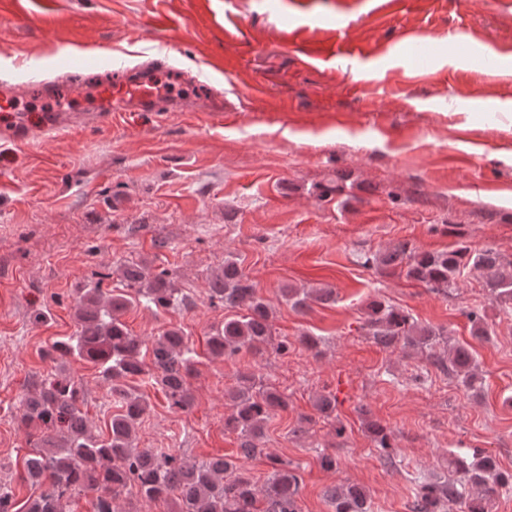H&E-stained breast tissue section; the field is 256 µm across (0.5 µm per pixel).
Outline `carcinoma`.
<instances>
[{
	"instance_id": "obj_1",
	"label": "carcinoma",
	"mask_w": 512,
	"mask_h": 512,
	"mask_svg": "<svg viewBox=\"0 0 512 512\" xmlns=\"http://www.w3.org/2000/svg\"><path fill=\"white\" fill-rule=\"evenodd\" d=\"M364 264L398 269L410 281L444 291L456 287L461 273L470 269L481 274L492 299L512 300V258L492 246L476 249L459 241L446 251L432 253L400 242L365 258ZM116 275L122 287L109 293L98 286L80 289L74 306L76 335L52 343L42 356L58 366L75 355L99 366L111 383L119 411L112 415L106 433L94 435L87 428L76 381L57 372L33 383L21 413L36 437L24 458V473L40 493L27 501L26 512H70L68 500L86 492L95 495L93 512H112V501L129 491L149 500L175 495L180 512H298V477L278 457H268L271 478L260 489L226 457L196 464L170 450L132 448V432L146 404L128 381L145 377L155 382L168 406L184 411L190 406L187 378L194 350L180 330L168 329L152 345L150 360H145L142 341L130 333L122 314L142 302L157 309L175 308L185 304L186 296L168 272H154L140 262L120 265ZM210 291L211 300L241 309L243 314L225 320L209 337V354L231 357L244 349H259L271 334L270 309L236 261L224 260ZM284 295L295 309L334 298L326 288L312 292L286 288ZM367 326L374 343L382 348L430 349L444 335V330L421 326L410 314L382 302L370 307ZM434 364L455 374L465 387L477 388V364L468 347L457 345L448 358L435 357ZM228 399L232 410L224 418V428L239 436V455L253 458L260 452L265 424L277 411L288 408V400L277 389L257 384L251 372L239 373ZM450 464L464 471L465 480L420 485L413 512H445L448 504L459 505L461 512H489L496 488L512 483V474L501 471L490 455L470 464L462 459ZM327 496L334 512H369L367 494L359 486L334 487Z\"/></svg>"
}]
</instances>
